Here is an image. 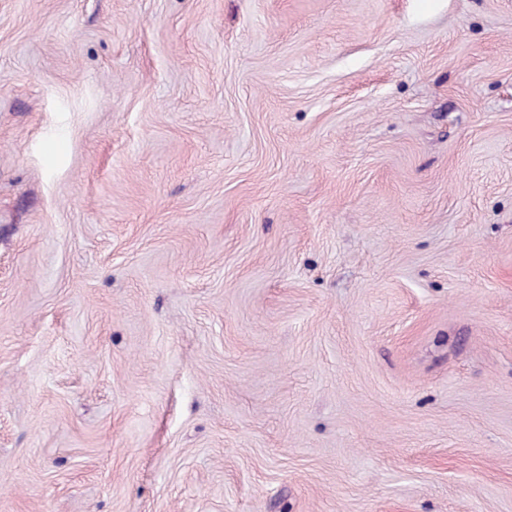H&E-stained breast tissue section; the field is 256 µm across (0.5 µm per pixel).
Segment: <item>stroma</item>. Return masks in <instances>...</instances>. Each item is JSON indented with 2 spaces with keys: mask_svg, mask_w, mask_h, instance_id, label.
<instances>
[{
  "mask_svg": "<svg viewBox=\"0 0 512 512\" xmlns=\"http://www.w3.org/2000/svg\"><path fill=\"white\" fill-rule=\"evenodd\" d=\"M0 512H512V0H0Z\"/></svg>",
  "mask_w": 512,
  "mask_h": 512,
  "instance_id": "stroma-1",
  "label": "stroma"
}]
</instances>
